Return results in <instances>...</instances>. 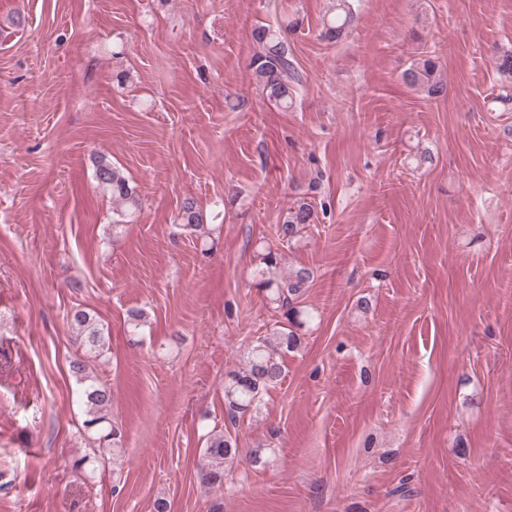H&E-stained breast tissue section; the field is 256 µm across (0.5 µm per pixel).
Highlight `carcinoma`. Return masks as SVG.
I'll return each instance as SVG.
<instances>
[{"mask_svg": "<svg viewBox=\"0 0 512 512\" xmlns=\"http://www.w3.org/2000/svg\"><path fill=\"white\" fill-rule=\"evenodd\" d=\"M355 20L352 0H335L334 10L323 22L321 37L336 42L346 35ZM258 52L251 67L258 85L269 101L286 110L293 105L296 86L302 83L301 75L287 35L279 27L260 26L253 33ZM403 81L410 87L424 92L429 98L445 94L446 83L436 58L423 55L402 72ZM95 179L112 195L113 226L126 223L129 215L139 209L140 199L126 177L111 162L100 159L96 164ZM314 223L311 203L301 200L290 207L275 230L278 244L286 249L299 232ZM178 225L184 230L196 231L202 227V215L194 199L183 201L178 214ZM281 253L271 247L259 255V287L282 317V324L272 333L247 344L241 366L224 375V414L231 424H236L248 412L258 410L264 397L285 377L284 357L298 348V334L292 327L299 325L300 304L313 279L307 268L288 274L280 269ZM81 339L84 356L70 362V372L80 385V397L87 408L84 427L97 434L99 444L112 442L117 446L123 438L122 430L110 424L112 390L89 371V360L98 357L106 346L102 329L90 315L75 311L70 318ZM200 483L210 492L218 494L212 504L213 512H224V480L227 471L239 457L237 438L228 430L211 429L200 451Z\"/></svg>", "mask_w": 512, "mask_h": 512, "instance_id": "obj_1", "label": "carcinoma"}]
</instances>
